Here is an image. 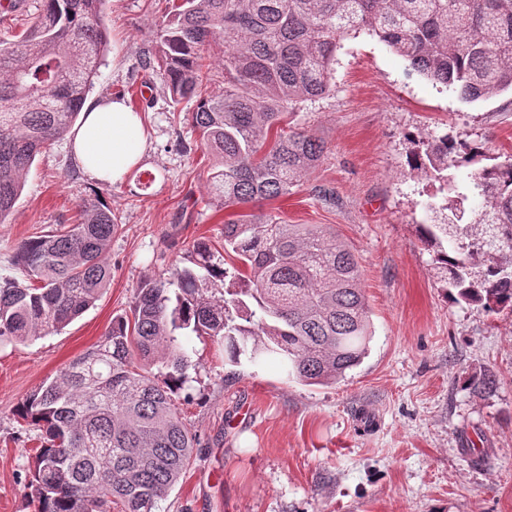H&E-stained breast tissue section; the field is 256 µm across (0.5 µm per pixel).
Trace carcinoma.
Segmentation results:
<instances>
[{
	"label": "carcinoma",
	"instance_id": "carcinoma-1",
	"mask_svg": "<svg viewBox=\"0 0 512 512\" xmlns=\"http://www.w3.org/2000/svg\"><path fill=\"white\" fill-rule=\"evenodd\" d=\"M106 0H39L31 24L0 37V223L37 156L65 137L93 88L106 45ZM378 37L409 67L467 102L512 90V0H180L153 31L174 99L196 98L188 121L212 163L208 190L240 212L224 223L233 282L206 240L190 265L135 289L131 315L43 382L16 415L43 436L27 488L37 512H156L193 458L195 436L173 395L188 380L179 333L217 337L224 354L276 358L308 385L334 384L369 351L372 330L359 263L332 228L283 224L261 210L319 164L324 147L290 125L287 109L331 91L347 37ZM222 48L224 90L204 94L207 50ZM412 170L454 197L431 203L420 240L450 298L487 313L512 310V155L482 164L481 145L415 138ZM469 166L483 207L448 170ZM118 215L97 198L78 222L20 242L26 282L0 284V344L57 332L112 280Z\"/></svg>",
	"mask_w": 512,
	"mask_h": 512
}]
</instances>
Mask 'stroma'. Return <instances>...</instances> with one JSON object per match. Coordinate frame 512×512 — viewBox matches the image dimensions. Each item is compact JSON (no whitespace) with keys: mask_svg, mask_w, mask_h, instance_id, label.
Here are the masks:
<instances>
[{"mask_svg":"<svg viewBox=\"0 0 512 512\" xmlns=\"http://www.w3.org/2000/svg\"><path fill=\"white\" fill-rule=\"evenodd\" d=\"M168 0H107L105 63L91 97L123 95L144 120V159L121 184L85 174L69 139L38 156L0 224V281L20 277L18 244L75 223L101 195L122 223L112 280L61 332L0 345V512H36L25 484L40 441L17 404L128 313L137 285L168 277L199 238L221 252L232 209L210 200L208 159L153 55ZM291 124L324 144L315 170L265 210L327 224L355 253L373 338L333 385H306L275 362L230 363L208 336H180L189 367L174 403L197 440L156 512H512V312L452 301L419 238L437 184L408 164L410 137H464L512 151V94L468 103L410 70L384 43L344 40L329 94ZM496 386L476 392L472 379Z\"/></svg>","mask_w":512,"mask_h":512,"instance_id":"stroma-1","label":"stroma"}]
</instances>
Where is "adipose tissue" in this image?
Instances as JSON below:
<instances>
[{
	"label": "adipose tissue",
	"instance_id": "obj_1",
	"mask_svg": "<svg viewBox=\"0 0 512 512\" xmlns=\"http://www.w3.org/2000/svg\"><path fill=\"white\" fill-rule=\"evenodd\" d=\"M73 153L95 180L121 183L140 163L147 136L143 119L118 96L89 101L71 132Z\"/></svg>",
	"mask_w": 512,
	"mask_h": 512
}]
</instances>
